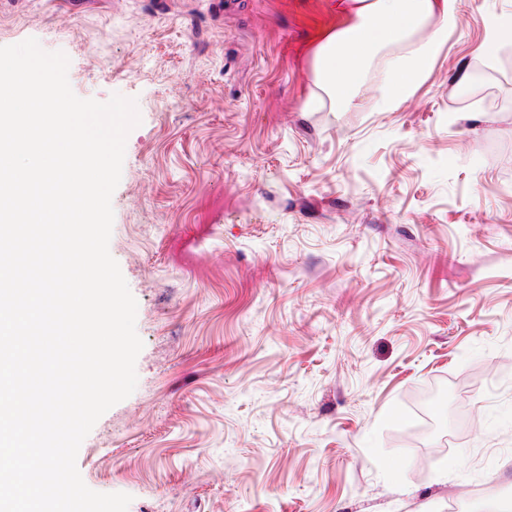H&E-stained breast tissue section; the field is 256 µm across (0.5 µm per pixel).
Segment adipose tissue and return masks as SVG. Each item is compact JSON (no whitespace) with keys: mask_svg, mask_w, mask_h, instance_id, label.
<instances>
[{"mask_svg":"<svg viewBox=\"0 0 512 512\" xmlns=\"http://www.w3.org/2000/svg\"><path fill=\"white\" fill-rule=\"evenodd\" d=\"M336 9L349 23L322 37L314 52L313 73L316 84L344 106L356 100L369 53L401 44L428 20L437 19V26L417 52L389 66L382 106L391 111L431 72L454 26L456 0H336Z\"/></svg>","mask_w":512,"mask_h":512,"instance_id":"1","label":"adipose tissue"}]
</instances>
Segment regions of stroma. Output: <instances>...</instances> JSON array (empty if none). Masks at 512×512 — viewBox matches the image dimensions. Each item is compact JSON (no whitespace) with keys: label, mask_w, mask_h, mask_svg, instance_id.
<instances>
[{"label":"stroma","mask_w":512,"mask_h":512,"mask_svg":"<svg viewBox=\"0 0 512 512\" xmlns=\"http://www.w3.org/2000/svg\"><path fill=\"white\" fill-rule=\"evenodd\" d=\"M457 0L429 76L318 94L330 0H0V46L135 99L109 250L138 383L83 441L128 512H468L512 500V42ZM485 80L464 103L456 75Z\"/></svg>","instance_id":"obj_1"}]
</instances>
